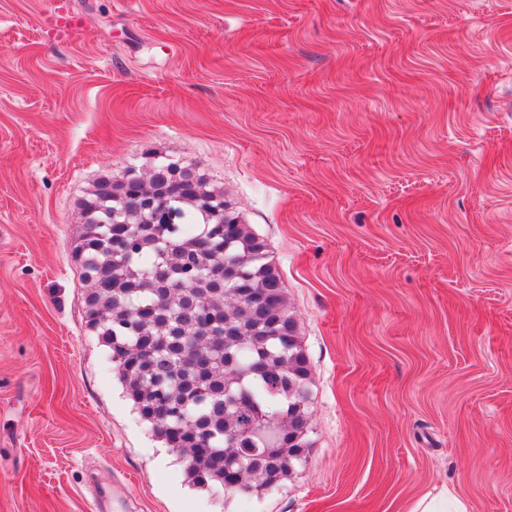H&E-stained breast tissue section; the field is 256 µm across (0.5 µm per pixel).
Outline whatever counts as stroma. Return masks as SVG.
<instances>
[{"label": "stroma", "mask_w": 512, "mask_h": 512, "mask_svg": "<svg viewBox=\"0 0 512 512\" xmlns=\"http://www.w3.org/2000/svg\"><path fill=\"white\" fill-rule=\"evenodd\" d=\"M159 157L265 240L312 366L269 495L189 484L87 325L80 202ZM444 486L512 512V0H0V512Z\"/></svg>", "instance_id": "1"}]
</instances>
